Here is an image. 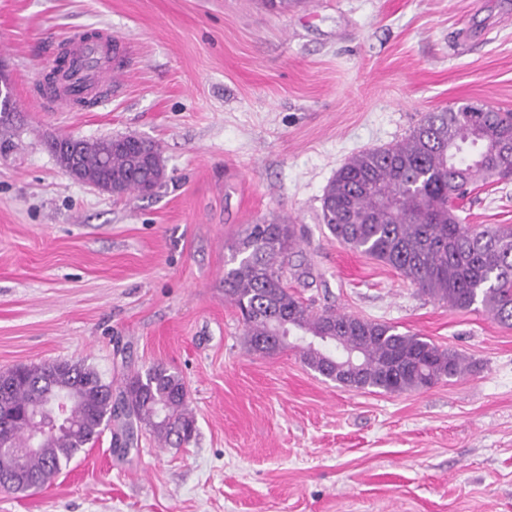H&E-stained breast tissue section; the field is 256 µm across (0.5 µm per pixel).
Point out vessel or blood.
Listing matches in <instances>:
<instances>
[{"label":"vessel or blood","instance_id":"obj_1","mask_svg":"<svg viewBox=\"0 0 512 512\" xmlns=\"http://www.w3.org/2000/svg\"><path fill=\"white\" fill-rule=\"evenodd\" d=\"M67 59L47 101L59 112L92 109L123 87L129 69L124 45L111 31L75 30L58 43Z\"/></svg>","mask_w":512,"mask_h":512}]
</instances>
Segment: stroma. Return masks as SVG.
<instances>
[{"label":"stroma","mask_w":512,"mask_h":512,"mask_svg":"<svg viewBox=\"0 0 512 512\" xmlns=\"http://www.w3.org/2000/svg\"><path fill=\"white\" fill-rule=\"evenodd\" d=\"M111 27L131 72L90 111L30 98L72 29ZM16 129L0 137V371L69 362L113 389L161 363L196 433L181 448L105 430L55 480L0 490V512H512V327L421 294L340 244L323 190L426 113L512 111V0H0ZM157 142L168 178L115 198L71 179L53 137ZM465 223L512 224V180ZM295 228L287 282L326 307L463 354L461 377L401 394L336 384L292 348L249 350L224 298L248 225Z\"/></svg>","instance_id":"obj_1"}]
</instances>
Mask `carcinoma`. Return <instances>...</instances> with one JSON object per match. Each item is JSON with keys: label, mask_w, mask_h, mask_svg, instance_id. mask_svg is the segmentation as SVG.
<instances>
[{"label": "carcinoma", "mask_w": 512, "mask_h": 512, "mask_svg": "<svg viewBox=\"0 0 512 512\" xmlns=\"http://www.w3.org/2000/svg\"><path fill=\"white\" fill-rule=\"evenodd\" d=\"M82 180L95 186L112 171L116 197L151 195L167 179L158 144L148 163L137 142L86 140L74 146ZM489 180H512V112H429L403 140L363 150L342 165L322 195L321 219L344 246L401 273L450 308L482 309L512 326V224L463 223L457 201ZM296 245L293 225L279 218L250 224L232 247L224 298L241 313L246 345L271 354L295 337L303 362L323 377L384 393L419 391L464 375L456 350L398 327L332 308L316 310L288 290L285 272ZM325 336L340 337L360 367L345 366ZM61 403L67 423L29 450V429L12 414L50 417ZM119 421L128 452L145 429L180 448L195 417L183 378L160 364L127 376L118 398L112 383L80 364L44 363L0 373V490L25 493L54 480L103 431Z\"/></svg>", "instance_id": "cac0c4a2"}]
</instances>
